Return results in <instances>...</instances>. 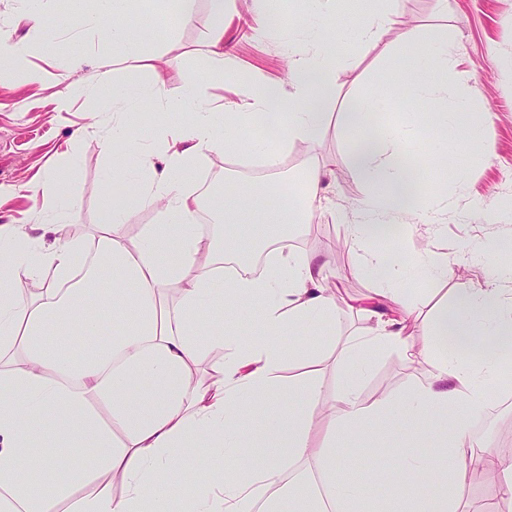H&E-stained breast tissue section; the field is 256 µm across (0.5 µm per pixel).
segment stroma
<instances>
[{
    "instance_id": "obj_1",
    "label": "stroma",
    "mask_w": 512,
    "mask_h": 512,
    "mask_svg": "<svg viewBox=\"0 0 512 512\" xmlns=\"http://www.w3.org/2000/svg\"><path fill=\"white\" fill-rule=\"evenodd\" d=\"M30 7L29 0H0V38L21 43L24 58L21 66L0 72V225L54 219L58 237L65 239L92 231L99 222L110 164L102 139L112 127L106 106L113 86L130 81L149 84L158 75L163 80L161 97L179 98L184 86L199 77L200 53L210 33V4L209 0H196L190 16L171 25L156 0H141L137 16L161 23L147 49L153 59L149 68L115 57L111 45L98 43L93 35L66 36L68 51L88 58L77 75L40 51L38 30L15 27V18ZM397 10L402 28H416L423 34L412 66L432 65V47L440 30H447L449 37L460 42L456 71L449 80L461 85L469 97V121L477 133L456 166L445 170L426 167L428 181L447 182L454 203L441 214L438 224L421 227L419 237L396 248L403 256L418 250L427 239L433 251L451 263L447 280L429 284L426 292L411 294V301L423 314L436 303L451 300L461 283L483 284L497 264L492 254L484 252V245L512 238V213L494 210L499 201L512 198V67L506 65L512 60V0H448L444 15L439 12L438 0H398ZM249 23L244 0H232L224 14V49L232 55L233 66L224 79L201 87L204 100L212 106L239 101L249 84L281 80L291 54L300 46L298 27L274 29L256 38ZM329 34L341 59L334 109H341L346 98L366 92L375 122L385 124L388 113L399 106L393 88L404 78L402 63H384L378 49L359 45L346 16L330 19ZM34 72L41 73V80H31ZM79 77L96 85L97 94L72 100L67 110H58V92ZM78 128L84 134L76 140L72 133ZM347 153L345 138L333 121L317 140L291 144L279 172L280 178L288 181L305 164L332 162L324 178L323 208L311 227L292 243L298 251L329 259V279L341 289L336 321L320 338L327 349L342 346L348 337L370 327V320L349 309L347 302L352 297L372 296L374 289L383 285L375 273L364 270L361 252L345 241L344 226L363 194L361 184L348 174ZM251 170L247 159L212 152L198 160L190 190L200 193L210 181L230 193L251 180ZM52 174L74 200L72 209L61 218L56 217L41 187ZM428 331L422 316L407 322L410 355L377 358L362 384L365 400L400 396L411 383L435 374V361L426 352ZM478 421V436L487 442L512 432V386L502 388L489 414L479 415ZM376 445V440L363 434L349 442L346 455L364 472L372 489L390 499L395 494L387 480L391 465L388 459L370 456V448Z\"/></svg>"
}]
</instances>
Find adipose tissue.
Wrapping results in <instances>:
<instances>
[{
  "mask_svg": "<svg viewBox=\"0 0 512 512\" xmlns=\"http://www.w3.org/2000/svg\"><path fill=\"white\" fill-rule=\"evenodd\" d=\"M213 33L201 64L205 79L223 78L232 62L224 54V0H209ZM328 0H316L310 38L292 57L284 81L244 93L233 111L216 121L197 85L165 102L180 122L162 127L166 158L150 160L143 139L132 138L144 103L158 85L129 82L113 87L112 130L103 143L127 150L113 155L109 177L123 181L120 202L104 197L92 235L55 237L53 223L39 231L0 226V512H175L187 460H194L195 512H363L367 485L342 450L383 417H403L408 430L431 423L451 432L440 448L447 467L433 459L389 446L397 493L390 512H467L460 489L469 470L492 468L501 475L500 498L512 503V458L487 448L471 430L473 417L496 399L502 365L483 339L512 343V242L494 243L502 260L485 285L460 286L454 304H440L430 316L437 373L417 381L399 397L366 401L365 370L388 352L408 353L403 323L418 309L407 286L447 279V258L430 251L394 259L371 251L365 262L385 285L375 298L391 302L387 314L366 309L374 324L351 337L336 357L340 385L326 415L315 421L322 391L315 376L292 381L284 363L313 354L306 339L336 321V296L327 284L328 264L288 248L297 225L312 221L325 192L323 167L309 164L299 188L284 193L275 176L288 145L317 139L334 99L340 59L325 30ZM354 17L359 40L382 46L389 57L414 50L415 32H396L395 0H364ZM131 0H68L62 27L45 24L42 12L21 16L40 32L42 52L63 50L62 30L94 32L118 57L141 61L146 29L131 24ZM447 46L436 52L435 68L407 75L413 102L404 123L375 127L365 100L351 99L342 114L348 143V172L362 184L346 237L359 249L378 229L400 224L406 236L434 224L448 208V194L417 184L423 142L439 149L447 167L458 146L471 142L465 93L449 86L455 65ZM255 153L268 171L262 185L247 183L238 193L213 201L221 224H260L281 241L260 275L237 238L199 224L200 200L183 190L197 160L209 152ZM285 194L276 207L266 198ZM150 207L156 221L137 237L126 232L129 217ZM238 268L225 273V257ZM112 274L101 285V271ZM39 282L35 294H20L16 281ZM258 311V323L243 331L241 318ZM298 342L283 348L281 337ZM222 355L211 358L212 350ZM208 362L211 383L194 370ZM293 405L280 411L284 399ZM264 411L265 455L250 459L244 448L254 430L256 409ZM89 448V465L64 468L57 450ZM122 491L114 493L111 482Z\"/></svg>",
  "mask_w": 512,
  "mask_h": 512,
  "instance_id": "1",
  "label": "adipose tissue"
}]
</instances>
